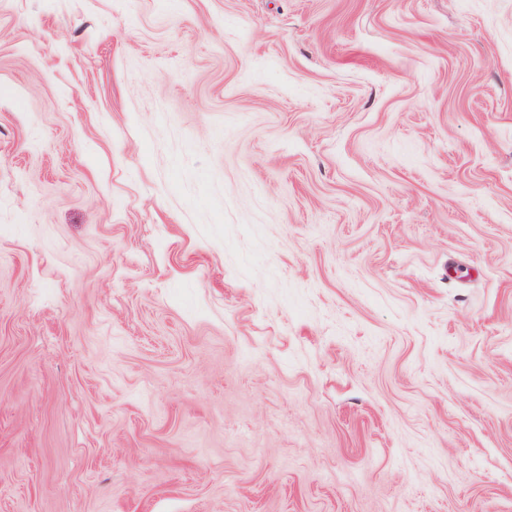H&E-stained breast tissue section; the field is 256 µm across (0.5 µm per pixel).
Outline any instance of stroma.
Wrapping results in <instances>:
<instances>
[{"label":"stroma","mask_w":512,"mask_h":512,"mask_svg":"<svg viewBox=\"0 0 512 512\" xmlns=\"http://www.w3.org/2000/svg\"><path fill=\"white\" fill-rule=\"evenodd\" d=\"M0 512H512V0H0Z\"/></svg>","instance_id":"1"}]
</instances>
